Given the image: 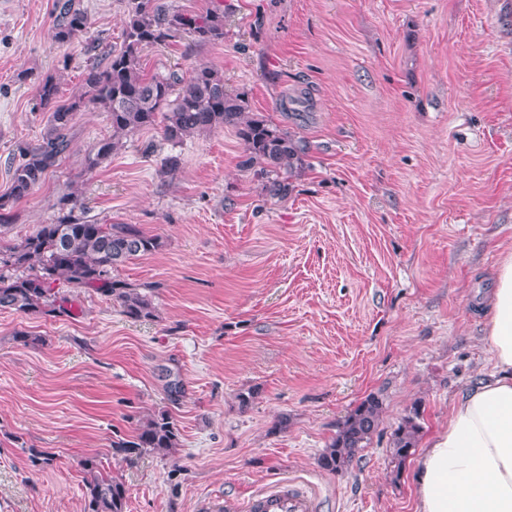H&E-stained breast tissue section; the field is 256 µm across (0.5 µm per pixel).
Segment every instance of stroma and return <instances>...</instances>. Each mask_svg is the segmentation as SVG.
<instances>
[{
	"mask_svg": "<svg viewBox=\"0 0 512 512\" xmlns=\"http://www.w3.org/2000/svg\"><path fill=\"white\" fill-rule=\"evenodd\" d=\"M72 2L88 28L62 48L56 0H0V195L46 131L39 82L71 101L122 42L123 0ZM164 2L223 10L224 39L145 48V73L214 67L298 141L297 173L287 199L267 196L230 127L178 144L144 129L90 170L112 126L99 108L75 113L63 161L14 203L0 247L73 195L99 223L162 238L116 272L155 315L131 320L67 284L69 314L0 310V512H84L92 456L122 478L126 512H244L279 480L315 512H415L417 459L396 464L392 432L417 405L428 440L492 367L482 303L512 249V0ZM170 155L181 166L166 175ZM372 393L377 432L347 470H323ZM159 411L180 429L171 454L113 450Z\"/></svg>",
	"mask_w": 512,
	"mask_h": 512,
	"instance_id": "obj_1",
	"label": "stroma"
}]
</instances>
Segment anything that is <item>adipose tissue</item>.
Instances as JSON below:
<instances>
[{
  "label": "adipose tissue",
  "instance_id": "adipose-tissue-1",
  "mask_svg": "<svg viewBox=\"0 0 512 512\" xmlns=\"http://www.w3.org/2000/svg\"><path fill=\"white\" fill-rule=\"evenodd\" d=\"M492 373L460 395L417 461V512H512V251L490 301Z\"/></svg>",
  "mask_w": 512,
  "mask_h": 512
}]
</instances>
